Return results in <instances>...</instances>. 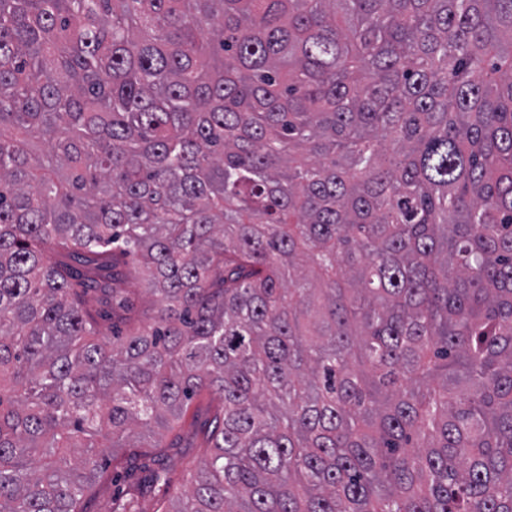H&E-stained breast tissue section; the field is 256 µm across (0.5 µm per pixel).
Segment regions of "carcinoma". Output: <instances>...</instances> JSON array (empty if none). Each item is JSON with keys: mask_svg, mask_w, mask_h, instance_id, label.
<instances>
[{"mask_svg": "<svg viewBox=\"0 0 512 512\" xmlns=\"http://www.w3.org/2000/svg\"><path fill=\"white\" fill-rule=\"evenodd\" d=\"M198 394L171 512H512V0H0V512Z\"/></svg>", "mask_w": 512, "mask_h": 512, "instance_id": "1", "label": "carcinoma"}]
</instances>
